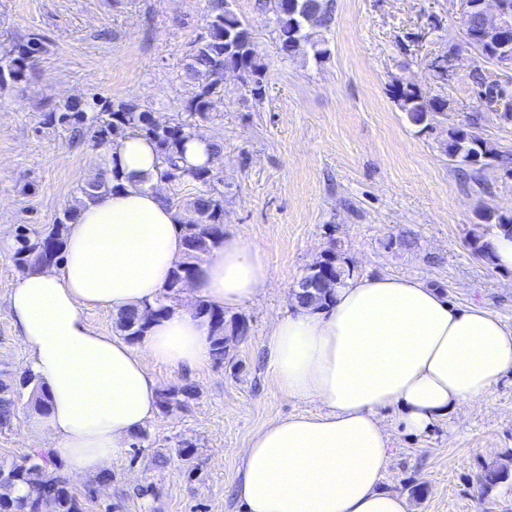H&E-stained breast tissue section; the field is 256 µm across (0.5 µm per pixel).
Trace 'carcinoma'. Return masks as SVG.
<instances>
[{"label": "carcinoma", "instance_id": "obj_1", "mask_svg": "<svg viewBox=\"0 0 512 512\" xmlns=\"http://www.w3.org/2000/svg\"><path fill=\"white\" fill-rule=\"evenodd\" d=\"M203 32L192 42V49L184 64V74L193 85L187 102L189 115L202 122L215 119L217 102L224 96V70L237 73L243 87L252 97L262 100L263 78L266 64L259 54L248 24L229 7L230 0H208ZM255 7L273 15L274 31L282 53L292 56L309 51L316 60L330 55L328 42L318 36V30L329 27L333 15V0H255ZM465 34L469 43L488 60L497 59L498 45L494 38H483L480 29L468 26ZM40 47L33 42L15 44L5 51L8 76L14 82L27 77L32 59ZM396 101L411 122L422 125L447 111L448 102L437 95H430L412 85L396 88ZM95 109L91 103L75 100L65 106L58 116L63 124H78L85 112ZM195 134V124L161 119L151 109L135 102H119L107 105L101 111L95 139L110 148L118 140L129 136H145L158 149L157 178L179 187L186 182L194 184L197 192L188 204V217L181 224L186 254L179 262L165 285L154 316L169 313L179 295L181 283L194 279L203 257L210 255L224 243V179L215 168L186 169L179 163L181 145ZM444 152L449 160L467 165L477 176H482L486 160L493 152L485 141L472 129L454 127L448 130ZM122 175L114 162H109L99 177L80 189L81 197L65 211L64 219L50 230H24L19 234L14 252L16 267L30 271L43 264L55 263L64 244L66 221L75 219L78 210L102 194L121 186ZM349 274L341 252L336 247L326 250L321 260L309 268L301 278L305 287L294 292L301 304L322 308L327 305L330 291L320 287L326 275L335 277L336 283ZM196 314L208 318L213 336L210 355L218 362L230 341L242 336L246 321L241 316L226 319L224 309L200 303ZM149 321L130 310L116 319L122 336L131 342L140 340ZM28 391L26 407L46 415L49 400L35 380L34 374L24 373L16 384L0 382V429L11 425L23 391ZM198 395L196 386L182 384L161 389L158 392V409L170 414L184 408ZM24 493H18V490ZM46 498L52 501L54 512H85L84 503L73 489L69 473L62 461L51 450L41 449L20 460L0 462V512H37V503Z\"/></svg>", "mask_w": 512, "mask_h": 512}]
</instances>
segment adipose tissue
Here are the masks:
<instances>
[{
  "mask_svg": "<svg viewBox=\"0 0 512 512\" xmlns=\"http://www.w3.org/2000/svg\"><path fill=\"white\" fill-rule=\"evenodd\" d=\"M112 155L122 187L80 210L58 268L25 273L8 294L50 401L27 429L48 435L76 477L111 471L157 413L155 366L194 370L210 357L208 320L183 309L152 321L136 347L85 317L154 304L184 255L182 211L141 184L157 173L154 143L129 136ZM272 281L264 250L228 235L190 293L235 310ZM263 346L277 391L320 410L272 422L241 450V512H410L405 496L380 487L392 444L383 413L397 410L403 431L419 436L512 373V326L416 277L348 275L326 307L275 319Z\"/></svg>",
  "mask_w": 512,
  "mask_h": 512,
  "instance_id": "obj_1",
  "label": "adipose tissue"
}]
</instances>
